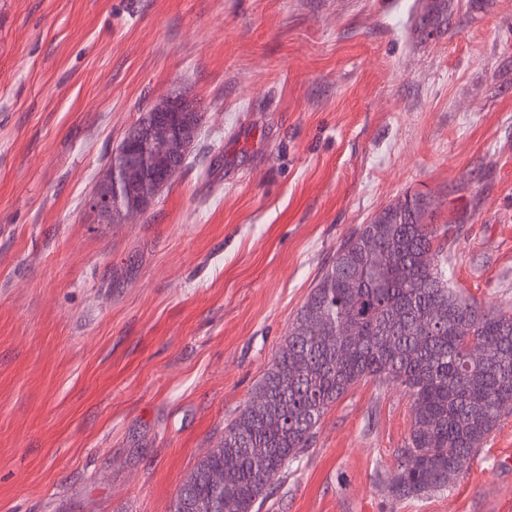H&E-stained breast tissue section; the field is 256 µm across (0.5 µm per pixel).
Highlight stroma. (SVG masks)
I'll list each match as a JSON object with an SVG mask.
<instances>
[{
    "label": "stroma",
    "mask_w": 512,
    "mask_h": 512,
    "mask_svg": "<svg viewBox=\"0 0 512 512\" xmlns=\"http://www.w3.org/2000/svg\"><path fill=\"white\" fill-rule=\"evenodd\" d=\"M0 0V512H170L338 244L420 194L512 313V0ZM204 110L144 215L86 201L140 116ZM412 425L362 382L263 512H512V414L393 499Z\"/></svg>",
    "instance_id": "35a3bbf8"
}]
</instances>
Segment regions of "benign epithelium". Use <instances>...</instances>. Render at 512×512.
<instances>
[{"label": "benign epithelium", "mask_w": 512, "mask_h": 512, "mask_svg": "<svg viewBox=\"0 0 512 512\" xmlns=\"http://www.w3.org/2000/svg\"><path fill=\"white\" fill-rule=\"evenodd\" d=\"M196 105L183 95L166 98L125 135L119 145L122 163H109L104 178L88 197L87 205L106 219H112L113 198L120 193L132 195L144 183L145 171L139 163L140 151L154 149L167 154L165 164L155 170L152 180L163 189L182 170V160L195 133L190 113Z\"/></svg>", "instance_id": "benign-epithelium-1"}]
</instances>
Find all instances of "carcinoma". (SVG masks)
<instances>
[{
	"label": "carcinoma",
	"instance_id": "cac0c4a2",
	"mask_svg": "<svg viewBox=\"0 0 512 512\" xmlns=\"http://www.w3.org/2000/svg\"><path fill=\"white\" fill-rule=\"evenodd\" d=\"M433 204L387 205L336 248L224 438L182 483L171 512H262L291 462L316 442L328 409L354 385H398L413 423L387 482L397 500L448 489L512 413V314L457 289L448 229ZM483 349L473 357L471 345ZM224 473L215 492L211 474Z\"/></svg>",
	"mask_w": 512,
	"mask_h": 512
}]
</instances>
